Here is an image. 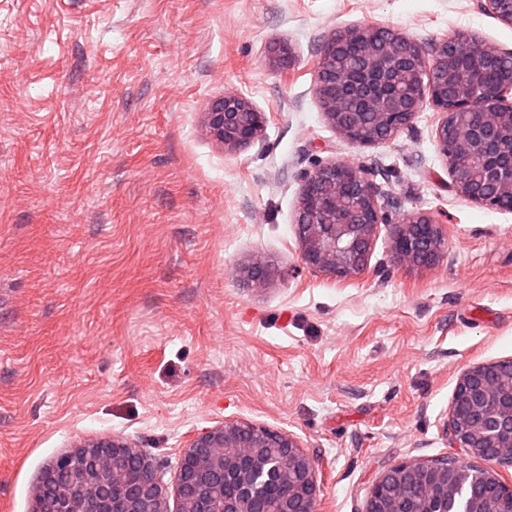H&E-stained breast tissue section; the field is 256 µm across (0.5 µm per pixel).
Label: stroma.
Returning <instances> with one entry per match:
<instances>
[{"label":"stroma","instance_id":"obj_1","mask_svg":"<svg viewBox=\"0 0 512 512\" xmlns=\"http://www.w3.org/2000/svg\"><path fill=\"white\" fill-rule=\"evenodd\" d=\"M367 24L512 51L478 0H0V512H31L49 465L113 436L174 493L184 449L227 422L296 437L316 512H362L385 467L465 459L457 383L512 360V211L455 191L433 106L370 147L326 122L320 39ZM228 92L267 116L232 152L204 127ZM331 161L386 193L342 279L294 233L303 174ZM414 212L443 231L430 267L393 257Z\"/></svg>","mask_w":512,"mask_h":512}]
</instances>
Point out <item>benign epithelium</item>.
<instances>
[{
  "mask_svg": "<svg viewBox=\"0 0 512 512\" xmlns=\"http://www.w3.org/2000/svg\"><path fill=\"white\" fill-rule=\"evenodd\" d=\"M481 8L512 24V0H480ZM269 60L287 67L291 49L275 42ZM315 94L323 116L350 143L372 146L392 139L408 127L430 102L439 112L438 149L445 157L457 193L490 208L512 209V151L499 161L504 134L512 136V67L478 108L467 85L458 81L448 40L426 47L381 24L338 30L324 38L315 71ZM265 113L245 96L226 93L205 112L206 131L227 150L251 145L262 136ZM369 169L326 163L304 173L295 224L303 263L334 277L362 272L380 225L387 223L378 204L382 188ZM444 244L438 223L426 213H413L393 233V256L400 263L431 265ZM498 363L468 368L451 403L449 429L453 443L469 457L497 464L474 475L475 494L487 500L485 512L500 495L512 496L499 468L512 464V387L497 377ZM136 452L122 438L85 442L47 467L38 493L48 490L61 512H168L166 489L152 457L139 453L147 477L128 484L116 462ZM275 460L286 491L278 512H314L320 496L313 459L290 434L242 423H226L199 433L182 455L179 492L190 512H209L203 488L224 484L230 471L241 484L256 481L264 463ZM468 474L448 471L439 462L406 461L383 469L372 487L365 512H413L404 493L420 484L448 499V512H458L455 494ZM224 512H264L257 501L242 505L236 495L224 497Z\"/></svg>",
  "mask_w": 512,
  "mask_h": 512,
  "instance_id": "1",
  "label": "benign epithelium"
}]
</instances>
